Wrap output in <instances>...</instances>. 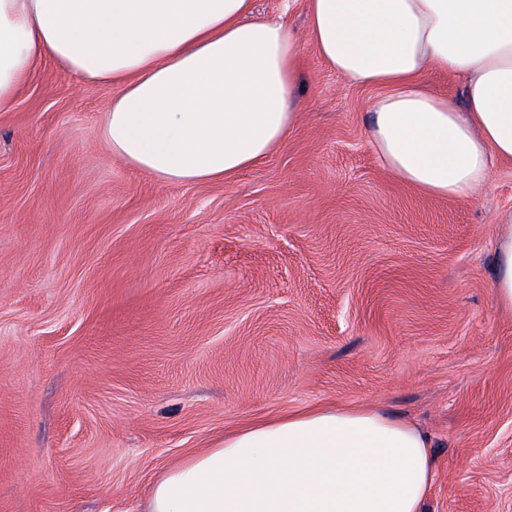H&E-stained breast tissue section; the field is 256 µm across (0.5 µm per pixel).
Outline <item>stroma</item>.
Wrapping results in <instances>:
<instances>
[{
	"label": "stroma",
	"instance_id": "35a3bbf8",
	"mask_svg": "<svg viewBox=\"0 0 512 512\" xmlns=\"http://www.w3.org/2000/svg\"><path fill=\"white\" fill-rule=\"evenodd\" d=\"M295 34L297 128L228 182L166 183L102 136L118 89L45 60L0 112V512H142L226 434L370 408L431 437L428 512H512V160L466 200L384 169L379 91ZM496 251L494 300L499 308L512 311V224H502L498 230Z\"/></svg>",
	"mask_w": 512,
	"mask_h": 512
}]
</instances>
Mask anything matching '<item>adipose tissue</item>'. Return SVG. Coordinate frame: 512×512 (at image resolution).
Segmentation results:
<instances>
[{"instance_id":"ef3b65f1","label":"adipose tissue","mask_w":512,"mask_h":512,"mask_svg":"<svg viewBox=\"0 0 512 512\" xmlns=\"http://www.w3.org/2000/svg\"><path fill=\"white\" fill-rule=\"evenodd\" d=\"M309 39L346 82L379 86L371 145L389 172L467 199L512 158V0H307ZM253 0H0V112L38 66L119 86L103 136L169 183L224 181L298 121L300 52ZM462 76L464 102L426 72ZM494 300L512 311V224L496 235ZM430 437L370 409L255 422L161 472L143 512H424Z\"/></svg>"}]
</instances>
